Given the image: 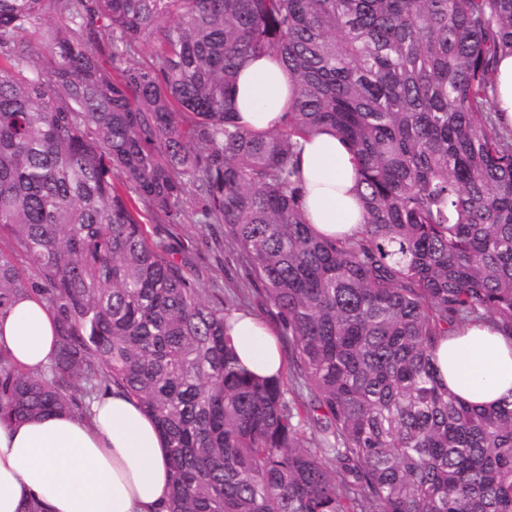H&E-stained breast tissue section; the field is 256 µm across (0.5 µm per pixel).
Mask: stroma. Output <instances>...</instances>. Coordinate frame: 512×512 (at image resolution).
<instances>
[{
	"label": "stroma",
	"instance_id": "stroma-1",
	"mask_svg": "<svg viewBox=\"0 0 512 512\" xmlns=\"http://www.w3.org/2000/svg\"><path fill=\"white\" fill-rule=\"evenodd\" d=\"M139 211L151 242L164 245L171 260L191 271L205 301L234 303L278 326L275 310L265 304L261 283L249 275L236 246L225 239L222 226L198 224L191 218L182 224H165L149 207L140 206Z\"/></svg>",
	"mask_w": 512,
	"mask_h": 512
}]
</instances>
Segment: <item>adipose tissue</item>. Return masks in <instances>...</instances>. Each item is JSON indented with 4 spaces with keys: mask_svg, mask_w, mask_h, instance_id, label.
I'll return each instance as SVG.
<instances>
[{
    "mask_svg": "<svg viewBox=\"0 0 512 512\" xmlns=\"http://www.w3.org/2000/svg\"><path fill=\"white\" fill-rule=\"evenodd\" d=\"M293 81L274 56L252 61L238 75L235 108L245 128L269 132L283 122ZM297 167L303 210L326 237L362 229L354 158L333 132L300 140ZM240 363L261 378L282 375L277 332L247 310L227 319ZM55 319L35 298H19L0 317V349L30 371L47 365L55 350ZM440 383L477 408L512 401V339L476 322L433 353ZM172 485L168 448L138 400L115 389L94 399L86 416L58 412L0 423V512H167Z\"/></svg>",
    "mask_w": 512,
    "mask_h": 512,
    "instance_id": "1",
    "label": "adipose tissue"
}]
</instances>
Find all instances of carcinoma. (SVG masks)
I'll return each instance as SVG.
<instances>
[{"mask_svg":"<svg viewBox=\"0 0 512 512\" xmlns=\"http://www.w3.org/2000/svg\"><path fill=\"white\" fill-rule=\"evenodd\" d=\"M270 54L295 92L257 134L233 97ZM502 54L512 0H0V312L35 297L58 336L36 374L0 350V421L119 387L167 440L168 512H512V401L475 410L432 361L469 322L512 337ZM324 130L357 160L355 237L304 216L298 139ZM138 201L224 226L309 404L237 364Z\"/></svg>","mask_w":512,"mask_h":512,"instance_id":"cac0c4a2","label":"carcinoma"}]
</instances>
